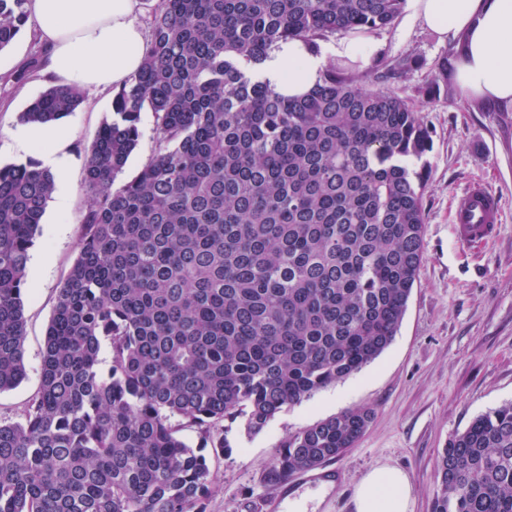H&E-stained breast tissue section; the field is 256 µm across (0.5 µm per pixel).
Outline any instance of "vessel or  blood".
Wrapping results in <instances>:
<instances>
[{"label": "vessel or blood", "instance_id": "obj_1", "mask_svg": "<svg viewBox=\"0 0 512 512\" xmlns=\"http://www.w3.org/2000/svg\"><path fill=\"white\" fill-rule=\"evenodd\" d=\"M502 206L498 194L481 182L471 183L459 197L453 222L461 242L491 238L501 222Z\"/></svg>", "mask_w": 512, "mask_h": 512}]
</instances>
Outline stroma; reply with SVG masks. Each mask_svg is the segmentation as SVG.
<instances>
[{
  "instance_id": "stroma-1",
  "label": "stroma",
  "mask_w": 512,
  "mask_h": 512,
  "mask_svg": "<svg viewBox=\"0 0 512 512\" xmlns=\"http://www.w3.org/2000/svg\"><path fill=\"white\" fill-rule=\"evenodd\" d=\"M375 56L410 65L407 73L376 77L354 70L361 85L410 100L432 131L427 156L423 263L407 309L389 347L361 371L282 411L256 435L241 422L228 424V455L209 459L215 491L207 512H270L283 487L262 481L265 465L285 441L315 423L355 408L372 420L355 448L323 464L335 484L324 495L304 484L306 512H354L362 476L380 465L404 470L411 481L413 512H432L439 492L437 453L478 415L512 402V109L463 100L455 83L435 86L437 64L454 57L457 44L439 42L410 10L371 33ZM33 25L5 53L10 69L0 72V129L20 127L19 114L51 87L50 79L24 64L40 56ZM23 73L22 81L12 76ZM113 91L99 93L61 121L68 132L66 207L50 200L43 234L30 250L24 297V359L28 378L0 394V422H18L40 386L46 331L57 288L79 252V216L88 203L85 162L101 123L112 110ZM473 181L502 199L497 235L460 243L453 213L457 195Z\"/></svg>"
}]
</instances>
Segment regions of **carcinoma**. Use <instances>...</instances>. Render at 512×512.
<instances>
[{
	"label": "carcinoma",
	"instance_id": "1",
	"mask_svg": "<svg viewBox=\"0 0 512 512\" xmlns=\"http://www.w3.org/2000/svg\"><path fill=\"white\" fill-rule=\"evenodd\" d=\"M27 2L0 0V51ZM404 6L157 0L143 65L86 159L40 390L22 421L0 423V512H207L206 449L231 453L224 422L258 434L391 344L423 262L427 173L412 164L431 130L343 64L298 98L249 67L288 40L389 27ZM84 100L54 85L20 120L55 123ZM146 109L154 149L120 182ZM54 187L33 160L0 167V394L27 377V263ZM371 418L351 409L292 436L263 482L345 455ZM434 476V512H512V403L450 438Z\"/></svg>",
	"mask_w": 512,
	"mask_h": 512
}]
</instances>
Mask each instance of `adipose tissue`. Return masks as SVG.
I'll list each match as a JSON object with an SVG mask.
<instances>
[{"label":"adipose tissue","instance_id":"ef3b65f1","mask_svg":"<svg viewBox=\"0 0 512 512\" xmlns=\"http://www.w3.org/2000/svg\"><path fill=\"white\" fill-rule=\"evenodd\" d=\"M413 15L440 40H458L452 78L463 96L512 107V0H409ZM142 0H28L39 41L46 50L43 73L58 83L98 93L122 86L143 60L147 36L138 20ZM368 39L353 35L311 48L295 39L268 53L254 78L288 97L311 91L329 60L348 59L368 67ZM57 125L32 126L21 133L27 151L57 172ZM355 512H412L408 474L377 466L359 481Z\"/></svg>","mask_w":512,"mask_h":512}]
</instances>
